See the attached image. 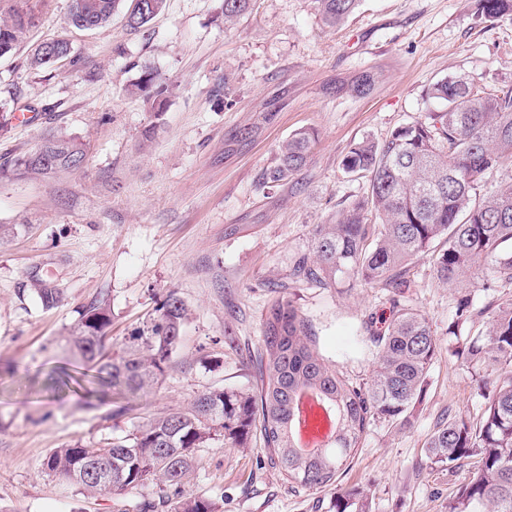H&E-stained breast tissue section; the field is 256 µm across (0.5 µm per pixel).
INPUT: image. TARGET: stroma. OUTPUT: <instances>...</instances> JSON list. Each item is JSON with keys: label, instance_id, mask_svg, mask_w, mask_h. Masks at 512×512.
I'll use <instances>...</instances> for the list:
<instances>
[{"label": "stroma", "instance_id": "stroma-1", "mask_svg": "<svg viewBox=\"0 0 512 512\" xmlns=\"http://www.w3.org/2000/svg\"><path fill=\"white\" fill-rule=\"evenodd\" d=\"M27 40L0 58V111L28 113L0 135V164L35 150L43 135L80 137L88 162L52 177L0 178V512H119L125 502L84 497L44 473L53 449L132 431L141 418L185 405L213 389L255 386L250 353L272 298L284 284L316 335L319 351L356 382L375 360L367 338L388 315L392 292L360 283L317 288L293 274L309 254L315 225L365 195V180L341 161L355 141L384 140L426 116L427 93L463 73L483 88L512 85V15L489 21L475 0H361L338 28L322 25L315 0H254L250 15L226 24L222 0H167L147 27L123 14L95 31L73 29L69 0H30ZM66 37L78 64H30L33 42ZM176 89L161 119L127 94L141 66ZM376 73L364 96L336 82ZM272 113L254 141L228 149L230 134ZM155 125L142 141L141 132ZM314 128L312 162L287 185L263 187L260 174L296 130ZM54 282L63 304L42 307L33 279ZM406 303L425 312L441 345L474 334L481 319L456 320L460 289L415 261ZM187 304L174 366L136 401L90 405L47 387L59 367L84 369L66 341L82 307L101 299L112 312V346L141 330L169 291ZM232 331L235 347L224 343ZM495 373L440 353L407 423L374 421L337 487L357 486L366 512H448L467 467H430L424 444L441 414L471 418ZM186 487L217 512H336V489L295 491L259 444L200 449Z\"/></svg>", "mask_w": 512, "mask_h": 512}]
</instances>
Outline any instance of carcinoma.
<instances>
[{"label":"carcinoma","instance_id":"cac0c4a2","mask_svg":"<svg viewBox=\"0 0 512 512\" xmlns=\"http://www.w3.org/2000/svg\"><path fill=\"white\" fill-rule=\"evenodd\" d=\"M127 27L139 30L165 8L166 0H70L69 22L93 31L110 24L123 2ZM252 0H223L224 22L249 12ZM323 24L334 28L359 0H316ZM488 20L512 14V0H478ZM34 14L22 6L0 18V58L13 52ZM68 59L77 64L71 44L46 40L33 51V64L50 67ZM375 75L364 72L348 86L365 93ZM127 92L142 98L159 116L174 93L156 70L142 67ZM436 108L423 119L394 130L382 142L362 139L342 159L344 171L368 181V192L325 224L313 229V257L298 259L295 273L318 288L361 282L400 291L409 287L410 265L426 256L438 280L460 288L512 285V177L481 193L485 175L512 160V86L486 91L465 75L437 81L428 93ZM257 123L240 126L231 142L249 144ZM315 133L300 130L286 139L261 183L278 187L311 161ZM85 143L50 133L38 148L16 158L1 175H52L80 169ZM489 271L483 283L470 280L473 269ZM34 292L45 308L63 301L50 282L36 279ZM479 313L485 328L450 355L484 368L512 367V305L487 294ZM188 319L176 292L162 300L156 316L128 338L118 353L107 348L112 313L94 300L84 306L67 343L72 355L90 368L88 392L144 395L172 366V356ZM377 366L368 381L354 383L319 353L312 329L293 301L277 294L261 323L254 352L258 385L251 391L214 389L187 407L151 416L112 441L80 440L54 449L42 469L87 496L117 500L158 487V502L138 512H216L203 497L185 494L198 466V450L211 440L233 448L260 442L291 487L317 491L336 484L354 457L369 425L377 419L404 422L441 350L429 318L421 310L391 300L384 326L372 331ZM476 418L449 412L441 416L425 443L431 467L456 468L472 462L469 480L458 488L448 512H512V372L499 376ZM337 512H365L356 487L341 488Z\"/></svg>","mask_w":512,"mask_h":512}]
</instances>
